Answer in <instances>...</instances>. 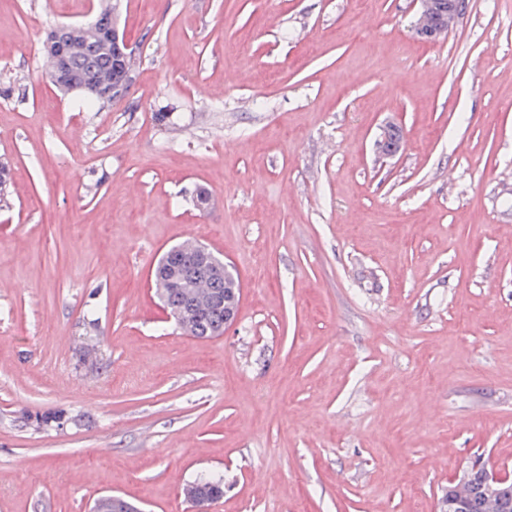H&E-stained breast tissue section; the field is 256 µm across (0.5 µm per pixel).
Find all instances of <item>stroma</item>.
Returning <instances> with one entry per match:
<instances>
[{"mask_svg":"<svg viewBox=\"0 0 512 512\" xmlns=\"http://www.w3.org/2000/svg\"><path fill=\"white\" fill-rule=\"evenodd\" d=\"M98 3L0 0V512H194L205 472L206 512H439L474 459L512 477V0L433 43L417 0H121L100 110L43 53ZM188 240L239 274L223 336L154 294ZM390 123L391 121H386L380 130L381 134L388 127L378 143V150L381 155H388L392 153L404 141L400 127L395 123ZM401 149L402 147H399L397 151L390 156H396L401 151ZM187 486L192 493L191 497L187 498L195 507H205L224 494L223 479L215 475L202 474ZM138 509V510H136ZM140 509L125 498L112 494L98 496L93 503L92 512H139Z\"/></svg>","mask_w":512,"mask_h":512,"instance_id":"stroma-1","label":"stroma"}]
</instances>
